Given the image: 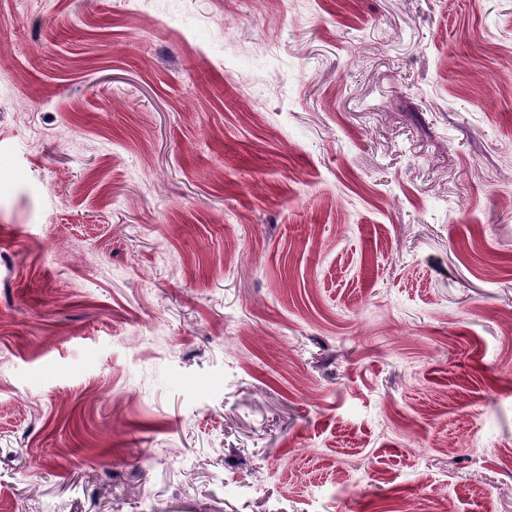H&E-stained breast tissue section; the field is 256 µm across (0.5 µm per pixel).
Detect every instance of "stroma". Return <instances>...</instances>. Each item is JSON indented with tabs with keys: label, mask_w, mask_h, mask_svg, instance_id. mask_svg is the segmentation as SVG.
I'll use <instances>...</instances> for the list:
<instances>
[{
	"label": "stroma",
	"mask_w": 512,
	"mask_h": 512,
	"mask_svg": "<svg viewBox=\"0 0 512 512\" xmlns=\"http://www.w3.org/2000/svg\"><path fill=\"white\" fill-rule=\"evenodd\" d=\"M512 512V0H0V512Z\"/></svg>",
	"instance_id": "stroma-1"
}]
</instances>
